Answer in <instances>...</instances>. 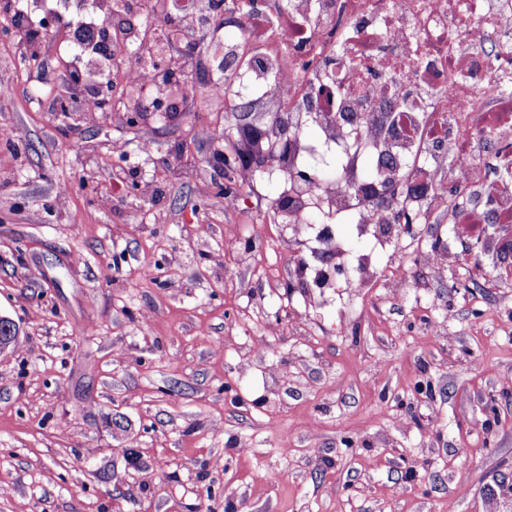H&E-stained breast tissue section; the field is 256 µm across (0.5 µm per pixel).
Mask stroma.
<instances>
[{
    "label": "stroma",
    "instance_id": "obj_1",
    "mask_svg": "<svg viewBox=\"0 0 512 512\" xmlns=\"http://www.w3.org/2000/svg\"><path fill=\"white\" fill-rule=\"evenodd\" d=\"M235 38L183 39L191 88L135 125L123 86L70 98L65 32L33 64L0 39V512H512L505 260L442 215L378 253L346 226L382 275L311 304L275 176L215 194L225 135L275 111L205 96ZM438 239L458 262L430 279L410 256Z\"/></svg>",
    "mask_w": 512,
    "mask_h": 512
}]
</instances>
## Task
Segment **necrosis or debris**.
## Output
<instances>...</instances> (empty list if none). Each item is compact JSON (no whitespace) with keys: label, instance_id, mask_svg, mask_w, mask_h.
Segmentation results:
<instances>
[{"label":"necrosis or debris","instance_id":"1","mask_svg":"<svg viewBox=\"0 0 512 512\" xmlns=\"http://www.w3.org/2000/svg\"><path fill=\"white\" fill-rule=\"evenodd\" d=\"M224 19L251 64L222 98L291 91L264 129L291 260L310 236L346 259L345 222L385 248L401 210L512 239V0H224ZM323 146L345 166L308 178Z\"/></svg>","mask_w":512,"mask_h":512}]
</instances>
